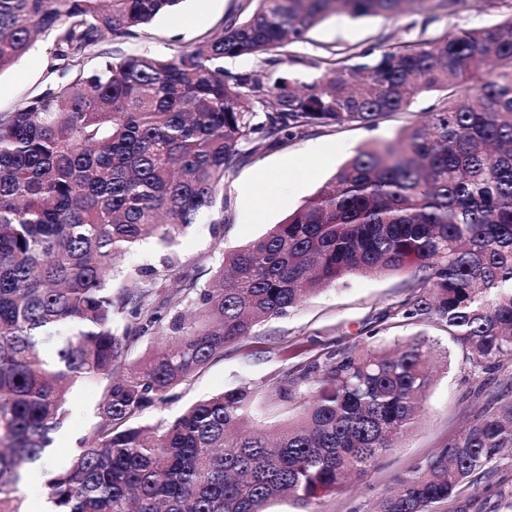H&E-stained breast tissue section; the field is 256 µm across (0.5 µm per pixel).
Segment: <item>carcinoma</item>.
I'll list each match as a JSON object with an SVG mask.
<instances>
[{
	"mask_svg": "<svg viewBox=\"0 0 512 512\" xmlns=\"http://www.w3.org/2000/svg\"><path fill=\"white\" fill-rule=\"evenodd\" d=\"M183 0H0V73L55 34L70 77L0 113V512H27L28 465L45 457L69 390L101 383L98 420L52 474L54 512H265L303 507L362 478L417 418L435 346L323 349L274 387L186 408L160 429L142 411L323 286L408 271L400 314L443 326L482 373L512 356V18L426 40L383 38L329 57L300 87L224 69H267L339 13L397 16L426 0H242L221 33L171 57L98 55ZM438 92L429 118L358 148L264 235L222 254L209 286L167 257L113 274L137 242L224 212V175L251 153L310 127L409 111ZM185 287L169 292L167 282ZM155 345L138 359L145 335ZM512 448V396L490 397L453 440L412 471L380 512H469L465 488Z\"/></svg>",
	"mask_w": 512,
	"mask_h": 512,
	"instance_id": "cac0c4a2",
	"label": "carcinoma"
}]
</instances>
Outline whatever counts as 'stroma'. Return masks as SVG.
<instances>
[{"label": "stroma", "instance_id": "35a3bbf8", "mask_svg": "<svg viewBox=\"0 0 512 512\" xmlns=\"http://www.w3.org/2000/svg\"><path fill=\"white\" fill-rule=\"evenodd\" d=\"M238 6L239 0H184L177 12L158 16L139 38L126 42L107 39L97 50L107 55L116 52L131 55L148 50L170 56L179 46L199 42L217 32L225 16ZM511 15L512 0L498 7L487 4L486 0H458L450 16L427 0L422 10L392 18L333 16L313 28L307 42L291 47L294 60L284 63L283 68L304 80L320 75L321 62L335 52L352 47L375 50L386 36L395 41L425 40L444 31L493 24ZM53 63L50 42L40 41L13 67L1 72L0 113L13 110L22 100L43 91L51 79ZM434 101V94H423L415 99L409 111L386 117L376 126L349 124L319 128L237 162L224 179L222 245H215L211 233L213 216L205 213L196 224L174 234L172 241L152 237L141 242L122 257L121 266H156L163 257L170 256L195 276L199 286L208 285L222 251L263 235L329 182L359 146L395 137L402 128L423 120ZM315 143L330 151L329 161L320 162L309 154L310 145ZM287 160L297 165L298 175L288 178L276 206L249 217L243 205L244 195L260 194L262 175L281 167ZM413 293L411 276L406 272L352 276L336 286L324 288L287 315L256 326L242 343L225 348L222 358L171 391L169 399L145 409L140 422L163 426L194 401L240 385L248 386L258 400H265L272 385L285 380L296 365L308 362L324 347L365 341L368 339L365 331L370 326L378 329L377 335L371 338L377 345L402 343L424 335L447 350L448 355L434 363L431 383L415 423L375 470L343 488L321 494L312 505L314 512H375L399 475L428 459L462 431L484 403L483 398L477 397V390L497 391L503 375L512 373V358L501 359L498 371L472 372L463 350L446 331L435 325H411L396 317V309ZM99 396L100 385L94 380L78 382L71 390L66 420L52 445L50 462L54 469L66 467L77 453L78 439L96 421ZM464 495L472 501L470 512H512V456L503 457L489 475L466 488Z\"/></svg>", "mask_w": 512, "mask_h": 512}]
</instances>
